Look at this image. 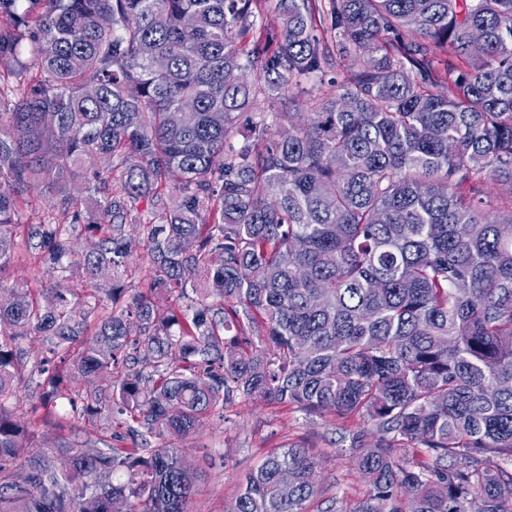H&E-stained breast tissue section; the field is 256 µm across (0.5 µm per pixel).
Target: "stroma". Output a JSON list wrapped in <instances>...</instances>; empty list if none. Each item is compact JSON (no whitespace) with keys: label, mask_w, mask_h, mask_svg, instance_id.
Instances as JSON below:
<instances>
[{"label":"stroma","mask_w":512,"mask_h":512,"mask_svg":"<svg viewBox=\"0 0 512 512\" xmlns=\"http://www.w3.org/2000/svg\"><path fill=\"white\" fill-rule=\"evenodd\" d=\"M57 280L54 270L27 254H19L0 275V297L9 298L14 286L47 288ZM40 391L36 379L19 385L15 416L35 432L36 453L56 456L61 446L95 448L99 429L67 417L43 419L33 415ZM358 419H341L327 413L310 415L296 407H283L255 397H232L224 404L223 420L207 419L190 439L166 437L165 443L182 453L187 465L198 473L197 490L189 512H229L244 476L271 448L301 444L321 458L323 487L314 502L315 512L335 507L347 512L366 491L364 479L352 469L351 436L361 427Z\"/></svg>","instance_id":"1"}]
</instances>
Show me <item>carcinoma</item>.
<instances>
[{
	"label": "carcinoma",
	"mask_w": 512,
	"mask_h": 512,
	"mask_svg": "<svg viewBox=\"0 0 512 512\" xmlns=\"http://www.w3.org/2000/svg\"><path fill=\"white\" fill-rule=\"evenodd\" d=\"M257 3L0 0V275L22 245L59 276L0 303V509L188 512L196 474L160 441L236 394L372 424L352 434L369 491L348 512H512V0H276L277 36ZM330 65L308 115L275 111ZM95 159L119 185L94 169L107 195L79 199L70 178ZM35 184L70 221L21 222ZM27 375L107 450L28 454ZM321 492L316 454L272 448L230 512H310Z\"/></svg>",
	"instance_id": "1"
}]
</instances>
